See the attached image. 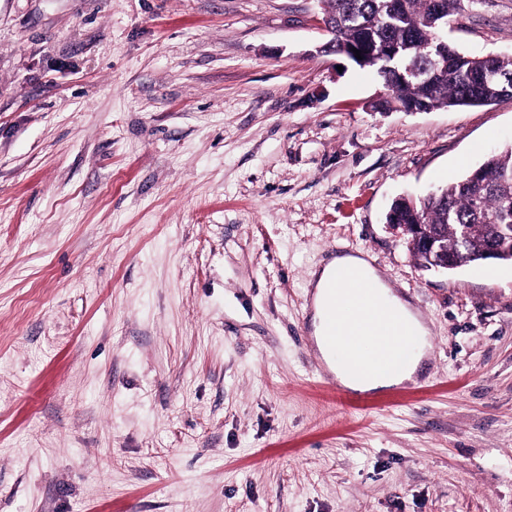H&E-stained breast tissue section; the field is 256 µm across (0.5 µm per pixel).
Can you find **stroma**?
<instances>
[{
	"mask_svg": "<svg viewBox=\"0 0 512 512\" xmlns=\"http://www.w3.org/2000/svg\"><path fill=\"white\" fill-rule=\"evenodd\" d=\"M321 0H0V512H512V264L389 229L512 145V99L379 112ZM461 52L512 56V0ZM371 256L431 329L352 401L312 272Z\"/></svg>",
	"mask_w": 512,
	"mask_h": 512,
	"instance_id": "obj_1",
	"label": "stroma"
}]
</instances>
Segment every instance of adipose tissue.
<instances>
[{
    "label": "adipose tissue",
    "instance_id": "ef3b65f1",
    "mask_svg": "<svg viewBox=\"0 0 512 512\" xmlns=\"http://www.w3.org/2000/svg\"><path fill=\"white\" fill-rule=\"evenodd\" d=\"M346 268L354 276V281L346 287H336L331 278L337 268ZM313 328L315 336H324L328 330L325 311L330 302L345 307L361 306L376 309L378 303L389 304L415 343L400 370L390 373L377 371L359 377L351 371V354L343 349L338 353H324L323 358L335 375L337 382L348 389L371 392L399 385L411 379L419 368L430 347L431 331L423 320L413 311L408 302L394 295L386 285L376 268L363 253H341L328 261L313 273L312 280Z\"/></svg>",
    "mask_w": 512,
    "mask_h": 512
}]
</instances>
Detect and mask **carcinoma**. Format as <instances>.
<instances>
[{
  "mask_svg": "<svg viewBox=\"0 0 512 512\" xmlns=\"http://www.w3.org/2000/svg\"><path fill=\"white\" fill-rule=\"evenodd\" d=\"M465 0H323L326 50L347 55L382 78L387 94L381 111L419 112L485 106L512 97V84L483 86L479 73L492 69L512 80V56L473 57L450 46L437 74L406 75L405 65L423 71L443 31L464 10ZM402 224H428L463 264H480L497 245V225H512V146L490 155L478 168L451 180L434 195L405 196L396 203Z\"/></svg>",
  "mask_w": 512,
  "mask_h": 512,
  "instance_id": "carcinoma-1",
  "label": "carcinoma"
}]
</instances>
